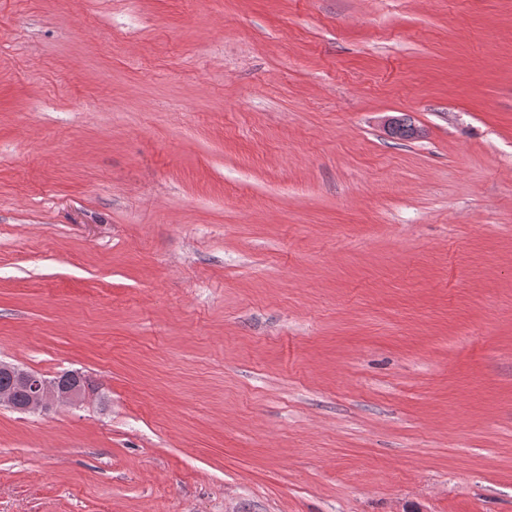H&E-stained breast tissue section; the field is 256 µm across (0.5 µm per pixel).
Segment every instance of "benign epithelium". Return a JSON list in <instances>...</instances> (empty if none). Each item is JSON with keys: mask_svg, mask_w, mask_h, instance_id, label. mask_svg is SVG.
I'll return each instance as SVG.
<instances>
[{"mask_svg": "<svg viewBox=\"0 0 512 512\" xmlns=\"http://www.w3.org/2000/svg\"><path fill=\"white\" fill-rule=\"evenodd\" d=\"M0 372L9 374L16 384L27 391L28 400L24 405L15 402L13 393L0 390V404L22 413H48L57 405L83 403L93 389L79 385H63L18 365L0 361Z\"/></svg>", "mask_w": 512, "mask_h": 512, "instance_id": "1", "label": "benign epithelium"}]
</instances>
